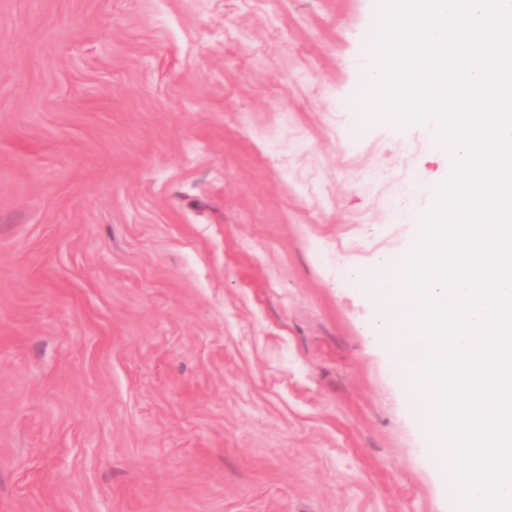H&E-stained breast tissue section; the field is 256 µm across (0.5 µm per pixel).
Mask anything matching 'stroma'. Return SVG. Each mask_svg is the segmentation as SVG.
I'll return each mask as SVG.
<instances>
[{"instance_id": "obj_1", "label": "stroma", "mask_w": 512, "mask_h": 512, "mask_svg": "<svg viewBox=\"0 0 512 512\" xmlns=\"http://www.w3.org/2000/svg\"><path fill=\"white\" fill-rule=\"evenodd\" d=\"M383 0H0V512H458L346 272L445 168Z\"/></svg>"}]
</instances>
